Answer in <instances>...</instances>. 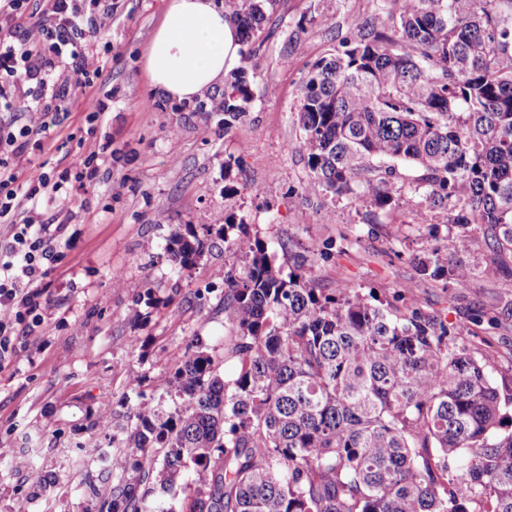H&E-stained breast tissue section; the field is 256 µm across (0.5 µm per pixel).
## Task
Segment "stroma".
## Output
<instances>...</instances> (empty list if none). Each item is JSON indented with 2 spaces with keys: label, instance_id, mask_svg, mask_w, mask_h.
I'll list each match as a JSON object with an SVG mask.
<instances>
[{
  "label": "stroma",
  "instance_id": "35a3bbf8",
  "mask_svg": "<svg viewBox=\"0 0 512 512\" xmlns=\"http://www.w3.org/2000/svg\"><path fill=\"white\" fill-rule=\"evenodd\" d=\"M163 6L112 0L111 31L91 42L106 62L104 119L88 121L72 104L59 125L29 137V157L49 172L65 168L74 151L106 142L113 155L98 163L93 186H72L64 204H44L34 216L65 225L63 259L41 282L39 323L0 371V448L25 456L52 483L33 492L24 472L0 460V512H97L111 483L86 451L113 446L111 432L96 425L99 410L122 422L140 402L156 400V379L188 346L223 355L224 275L244 266L217 235L226 219H242L276 263L287 264L280 245L291 242L293 252L314 259L320 287L343 283L384 302L416 279V256L448 249L447 213L427 202L408 164L397 166L410 200L405 211L300 192L310 177L297 121L301 83L350 37V18H372L380 0H277L246 64L248 113L229 130L197 102L150 86L146 51ZM264 185L272 194H260ZM186 224L209 225L211 233L198 264L178 270L164 245ZM433 224L438 234H430ZM327 240L345 246L323 259ZM493 258L476 247L460 257L475 271L467 290L429 281L419 296L451 322L484 311L463 344L491 359L493 381L510 382L512 317L502 308L512 304V258ZM133 379L140 393L130 391Z\"/></svg>",
  "mask_w": 512,
  "mask_h": 512
}]
</instances>
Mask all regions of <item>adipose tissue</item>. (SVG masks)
I'll return each mask as SVG.
<instances>
[{"label": "adipose tissue", "instance_id": "1", "mask_svg": "<svg viewBox=\"0 0 512 512\" xmlns=\"http://www.w3.org/2000/svg\"><path fill=\"white\" fill-rule=\"evenodd\" d=\"M240 32L221 0H168L148 46L151 85L192 101L222 86L240 60Z\"/></svg>", "mask_w": 512, "mask_h": 512}]
</instances>
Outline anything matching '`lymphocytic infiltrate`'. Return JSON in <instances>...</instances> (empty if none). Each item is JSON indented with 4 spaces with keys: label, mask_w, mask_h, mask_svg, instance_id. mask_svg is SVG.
<instances>
[{
    "label": "lymphocytic infiltrate",
    "mask_w": 512,
    "mask_h": 512,
    "mask_svg": "<svg viewBox=\"0 0 512 512\" xmlns=\"http://www.w3.org/2000/svg\"><path fill=\"white\" fill-rule=\"evenodd\" d=\"M86 0H48L45 19H36L31 0H0V111L14 109L17 92L28 82L38 86L39 105L28 112V122L18 132L0 138V220L22 212L26 220L11 224V238L0 246V365L12 338L36 312L43 294L37 283L44 268L59 263L55 246L63 225L30 220L44 198L61 199L72 176L93 172L97 154L74 153L64 170L50 174L26 154L27 138L49 130L61 110L60 103L75 98L92 117L104 116L107 106L93 93L104 70L99 56L78 37L80 29L97 34L110 30L112 12H87ZM69 57L78 76L75 88L50 84L49 76L61 57Z\"/></svg>",
    "instance_id": "f902f5d3"
}]
</instances>
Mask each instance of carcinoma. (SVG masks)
I'll return each mask as SVG.
<instances>
[{
    "mask_svg": "<svg viewBox=\"0 0 512 512\" xmlns=\"http://www.w3.org/2000/svg\"><path fill=\"white\" fill-rule=\"evenodd\" d=\"M388 0L354 39L319 61L300 88L305 195L402 209L394 162L410 163L426 198L448 212V252L415 259L427 280L466 288L454 263L478 245L512 253V0ZM244 46L273 0H224ZM239 67L199 111L246 114ZM185 225L166 240L176 267L205 240ZM224 249L245 260L224 275V379L197 344L126 424L103 408L96 425L122 435L111 499L100 512H512V383L459 344L468 322L399 294L375 305L346 284L327 289L313 263L277 265L247 225H224ZM31 487L48 475L12 457ZM182 489L180 510L165 506Z\"/></svg>",
    "mask_w": 512,
    "mask_h": 512,
    "instance_id": "1",
    "label": "carcinoma"
}]
</instances>
